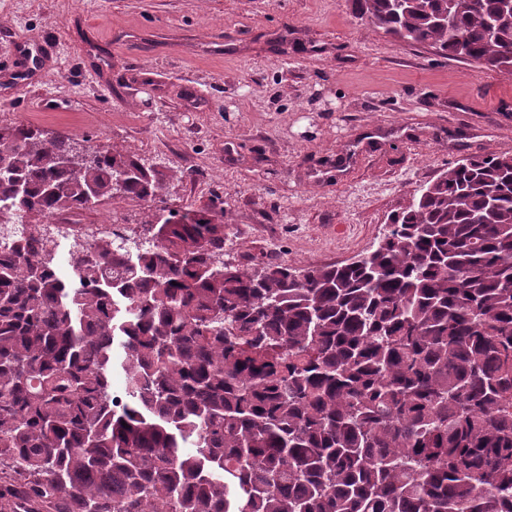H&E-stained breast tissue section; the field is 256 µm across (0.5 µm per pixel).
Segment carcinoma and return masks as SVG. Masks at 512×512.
Listing matches in <instances>:
<instances>
[{"label":"carcinoma","instance_id":"1","mask_svg":"<svg viewBox=\"0 0 512 512\" xmlns=\"http://www.w3.org/2000/svg\"><path fill=\"white\" fill-rule=\"evenodd\" d=\"M351 8L395 41L512 75V0ZM82 142L0 124L14 512H512V155L440 170L338 264H226L224 210L186 209L143 239L74 241L63 276L55 213L116 197L151 212L166 189L158 166Z\"/></svg>","mask_w":512,"mask_h":512}]
</instances>
